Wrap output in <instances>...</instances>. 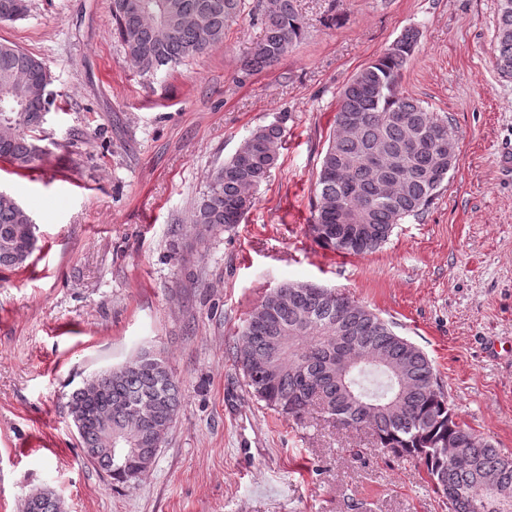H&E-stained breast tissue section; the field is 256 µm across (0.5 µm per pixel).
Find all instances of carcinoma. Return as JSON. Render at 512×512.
Segmentation results:
<instances>
[{
	"instance_id": "obj_1",
	"label": "carcinoma",
	"mask_w": 512,
	"mask_h": 512,
	"mask_svg": "<svg viewBox=\"0 0 512 512\" xmlns=\"http://www.w3.org/2000/svg\"><path fill=\"white\" fill-rule=\"evenodd\" d=\"M296 2L264 0L263 36L248 62L252 70L279 62L303 36ZM25 3L0 0V18L25 17ZM246 8V0H112V27L126 58L140 74L153 76L223 43L228 23ZM496 39L498 69L512 77V0H502ZM416 43L415 32L403 34L340 95L309 225L325 248L349 255L378 250L395 225L424 213L455 165L431 146L448 137V118L398 91ZM32 76L51 82L44 61L0 42V158L19 169L45 162L37 132L47 101L37 95ZM283 137L278 124L260 126L213 170L191 215L199 233L241 223L254 204L253 191L278 161ZM374 152L388 156L391 165L373 169ZM355 224L369 226V241L354 237ZM37 243L29 213L11 194L0 195V269L26 267ZM365 351L403 363L404 390L372 366L344 374L332 368L337 355ZM265 359L280 362L275 376L258 373ZM237 362L266 406L296 422L318 408L340 425L368 428L384 451L418 460L448 512H512V455L463 428L425 353L344 294L299 282L271 290L244 322ZM182 403L166 359L144 351L101 376L95 396L75 389L68 408L86 416L80 433L85 454L135 443L141 457L154 459L159 448L153 429L173 423ZM95 464L117 482L128 479L118 452L97 455Z\"/></svg>"
}]
</instances>
